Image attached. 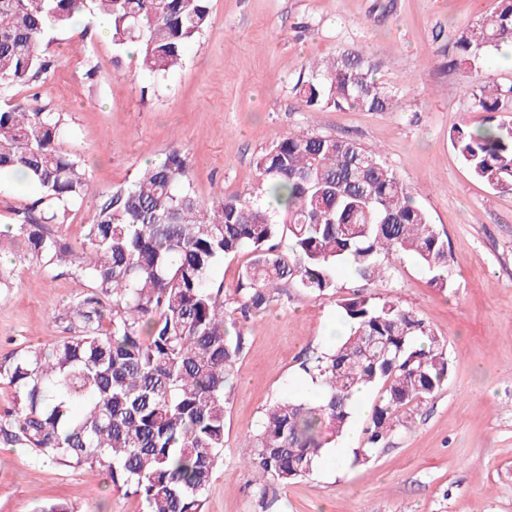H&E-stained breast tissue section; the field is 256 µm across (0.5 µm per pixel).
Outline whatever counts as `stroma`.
Here are the masks:
<instances>
[{"label":"stroma","mask_w":512,"mask_h":512,"mask_svg":"<svg viewBox=\"0 0 512 512\" xmlns=\"http://www.w3.org/2000/svg\"><path fill=\"white\" fill-rule=\"evenodd\" d=\"M497 0H210V23L166 77L140 70L137 54L100 35L87 11L83 30L51 28L49 67L16 99L37 97L62 112L64 151L77 154L93 195L59 234L80 243L98 194L127 185L171 147L183 149L198 199L249 192L254 160L274 137L304 130L382 150L385 162L448 243L451 287L428 283L407 255L368 283L342 271L335 291L286 285L277 301L243 323L245 349L231 380L219 452L204 512H512V192L474 178L448 139L453 125L482 113L471 92L512 84V46L490 51L478 71L448 65V40ZM356 49L398 89L396 112L311 109L294 86L310 61ZM96 77H88L90 68ZM82 281L16 264L0 291V355L66 335L60 314ZM394 296L444 341L450 377L411 412L368 462L336 470L320 462L286 486L252 483L240 444L286 395L308 396L299 366L330 344L340 298ZM67 501L72 512H145L142 499L87 471L0 447V512H33Z\"/></svg>","instance_id":"1"}]
</instances>
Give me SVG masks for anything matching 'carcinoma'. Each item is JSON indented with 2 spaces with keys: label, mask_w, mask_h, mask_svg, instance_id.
I'll return each mask as SVG.
<instances>
[{
  "label": "carcinoma",
  "mask_w": 512,
  "mask_h": 512,
  "mask_svg": "<svg viewBox=\"0 0 512 512\" xmlns=\"http://www.w3.org/2000/svg\"><path fill=\"white\" fill-rule=\"evenodd\" d=\"M90 2L111 19L112 45L138 44L152 76L180 67L210 20L209 0H0L1 99L47 72L46 26L70 25ZM511 39L512 0H497L456 32L450 65L476 69L487 48ZM376 71L345 50L310 63L295 88L310 107L394 112L400 99ZM472 96L482 123L452 126L451 146L476 179L511 192L512 123L498 113L512 108V85ZM64 135L63 113L35 97L0 108V175H19L36 191L0 234V252L87 286L64 308L70 336L0 357V383L16 394L13 410L0 414V444L104 476L140 496L145 512H203L224 447L226 385L245 349L241 320L265 311L282 285L324 294L342 269L377 281L389 257L408 254L430 286L448 288L447 243L375 148L304 132L275 138L255 158L250 197L206 207L174 146L130 185L98 197L76 247L51 229L91 192L80 160L59 147ZM245 247L237 318L213 272ZM340 308L348 334L302 364L321 398H279L244 439L253 480L265 488L312 474L350 424L360 390L380 392L367 455L448 380L444 344L399 300L355 293Z\"/></svg>",
  "instance_id": "obj_1"
}]
</instances>
